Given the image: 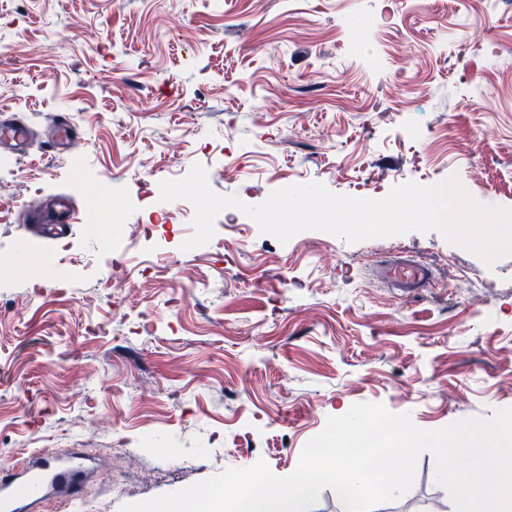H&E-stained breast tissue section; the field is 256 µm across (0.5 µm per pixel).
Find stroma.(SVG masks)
<instances>
[{"label":"stroma","mask_w":512,"mask_h":512,"mask_svg":"<svg viewBox=\"0 0 512 512\" xmlns=\"http://www.w3.org/2000/svg\"><path fill=\"white\" fill-rule=\"evenodd\" d=\"M1 112L37 136L0 177V262L25 254L0 273V466L42 448L98 457L79 512L260 461L288 476L356 403L423 429L512 407V257L486 266L436 231L284 245L236 209L185 252L193 205L160 214L151 197L198 163L249 204L455 175L512 207V0H0ZM55 112L81 154L46 153ZM242 154L244 176H225ZM59 195L78 208L69 236L29 233L22 212ZM403 258L432 269L428 288L381 279ZM408 506L455 512L431 454L374 510Z\"/></svg>","instance_id":"obj_1"}]
</instances>
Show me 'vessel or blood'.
<instances>
[{"instance_id": "b4317fda", "label": "vessel or blood", "mask_w": 512, "mask_h": 512, "mask_svg": "<svg viewBox=\"0 0 512 512\" xmlns=\"http://www.w3.org/2000/svg\"><path fill=\"white\" fill-rule=\"evenodd\" d=\"M54 127L62 133V144L74 150L83 138L69 117L55 115ZM33 137L29 125L17 122L13 116H0V149L23 153ZM381 277L407 292L428 287L432 281L430 269L415 260H395L380 269ZM88 465L85 457L73 452L59 455L46 449L34 453L31 462L22 469L0 472V512H30L35 499L59 497L67 503L82 500L87 482Z\"/></svg>"}]
</instances>
